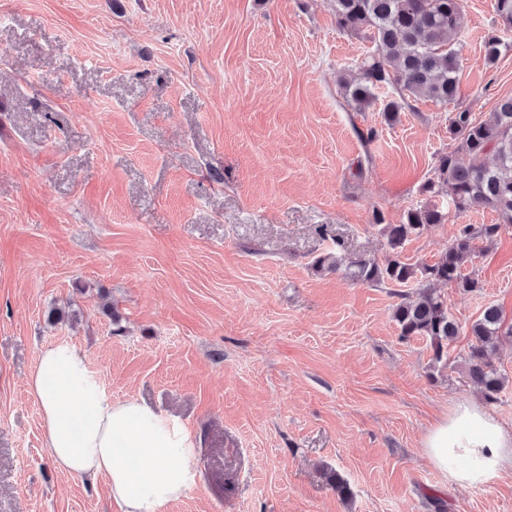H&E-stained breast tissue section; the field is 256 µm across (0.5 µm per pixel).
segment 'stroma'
<instances>
[{
    "label": "stroma",
    "instance_id": "obj_1",
    "mask_svg": "<svg viewBox=\"0 0 512 512\" xmlns=\"http://www.w3.org/2000/svg\"><path fill=\"white\" fill-rule=\"evenodd\" d=\"M460 28L480 119L512 96V30L494 0H460ZM491 30L511 45L492 64ZM372 48L334 0H0V512H121L45 446L27 380L59 341L112 398L192 433L195 482L163 512H512L511 469L451 484L422 449L482 398L471 325L490 305L512 325V225L463 267L479 292L436 287L459 326L444 368L400 339V287L348 267L386 258L377 211L447 213L403 245L416 265L499 221L424 189L460 104L411 98L390 122L395 89L348 101ZM333 248L345 264L318 270ZM489 360L511 426L512 338Z\"/></svg>",
    "mask_w": 512,
    "mask_h": 512
}]
</instances>
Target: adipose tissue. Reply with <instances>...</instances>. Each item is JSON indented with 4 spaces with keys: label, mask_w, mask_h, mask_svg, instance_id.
I'll return each mask as SVG.
<instances>
[{
    "label": "adipose tissue",
    "mask_w": 512,
    "mask_h": 512,
    "mask_svg": "<svg viewBox=\"0 0 512 512\" xmlns=\"http://www.w3.org/2000/svg\"><path fill=\"white\" fill-rule=\"evenodd\" d=\"M45 444L61 471L107 480L122 512H162L194 483L189 430L134 400L112 399L75 347H44L28 377ZM423 452L452 483L486 484L512 469V427L472 399L456 402L426 434Z\"/></svg>",
    "instance_id": "1"
}]
</instances>
